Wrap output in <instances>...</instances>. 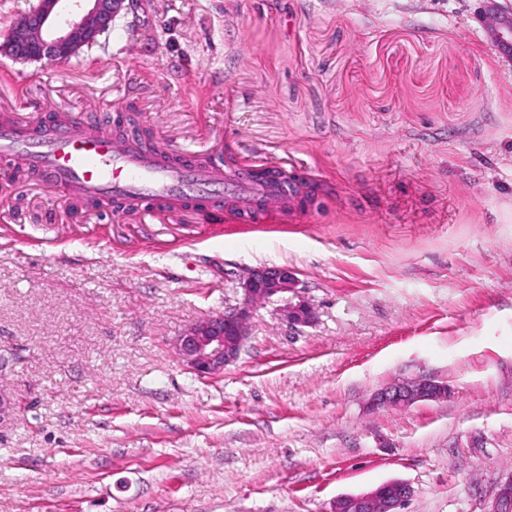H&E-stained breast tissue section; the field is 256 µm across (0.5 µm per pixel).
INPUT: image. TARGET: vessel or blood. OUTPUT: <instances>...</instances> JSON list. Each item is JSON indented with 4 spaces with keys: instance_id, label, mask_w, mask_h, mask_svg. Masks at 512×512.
I'll use <instances>...</instances> for the list:
<instances>
[{
    "instance_id": "vessel-or-blood-1",
    "label": "vessel or blood",
    "mask_w": 512,
    "mask_h": 512,
    "mask_svg": "<svg viewBox=\"0 0 512 512\" xmlns=\"http://www.w3.org/2000/svg\"><path fill=\"white\" fill-rule=\"evenodd\" d=\"M26 168L32 179L86 197L106 195L126 210L153 211L223 207L233 223L265 224L272 211L310 204L322 190L310 174L289 192L255 181L250 170L199 157L173 145L146 152L117 137L92 116L70 115L48 124L0 121V158Z\"/></svg>"
}]
</instances>
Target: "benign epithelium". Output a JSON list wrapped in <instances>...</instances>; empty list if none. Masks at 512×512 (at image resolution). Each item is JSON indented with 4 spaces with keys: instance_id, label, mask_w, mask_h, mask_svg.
<instances>
[{
    "instance_id": "benign-epithelium-1",
    "label": "benign epithelium",
    "mask_w": 512,
    "mask_h": 512,
    "mask_svg": "<svg viewBox=\"0 0 512 512\" xmlns=\"http://www.w3.org/2000/svg\"><path fill=\"white\" fill-rule=\"evenodd\" d=\"M62 2L37 0L9 30L0 43V52L24 63L68 61L83 48L95 45L126 9V0H73L84 8L71 18L61 15ZM486 19L497 44L512 52V16L490 12ZM238 288L242 291L238 305L193 322L174 343L179 361L199 377L222 374L224 367L238 359L259 305H275L276 313L292 326L314 321V308L303 295L300 280L286 266L248 269L239 276ZM447 392V385L430 378L404 379L380 389L370 406L374 409L405 407L437 400ZM411 496L408 483L393 480L367 492L336 498L331 512H400ZM488 512H512V479L500 485Z\"/></svg>"
}]
</instances>
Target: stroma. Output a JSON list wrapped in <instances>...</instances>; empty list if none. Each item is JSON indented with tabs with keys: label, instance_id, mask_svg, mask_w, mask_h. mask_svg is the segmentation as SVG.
<instances>
[{
	"label": "stroma",
	"instance_id": "obj_1",
	"mask_svg": "<svg viewBox=\"0 0 512 512\" xmlns=\"http://www.w3.org/2000/svg\"><path fill=\"white\" fill-rule=\"evenodd\" d=\"M512 0H128L66 62L0 55V116L127 113L154 144L309 167L312 212L116 216L0 178V512H485L512 477ZM291 268L316 310L255 313L201 378L173 343ZM427 377L443 400L374 409ZM488 25L498 46L512 53V16L506 17L498 12L486 14ZM411 486L393 480L358 494L342 495L333 502L332 512H401L399 509L412 496Z\"/></svg>",
	"mask_w": 512,
	"mask_h": 512
}]
</instances>
